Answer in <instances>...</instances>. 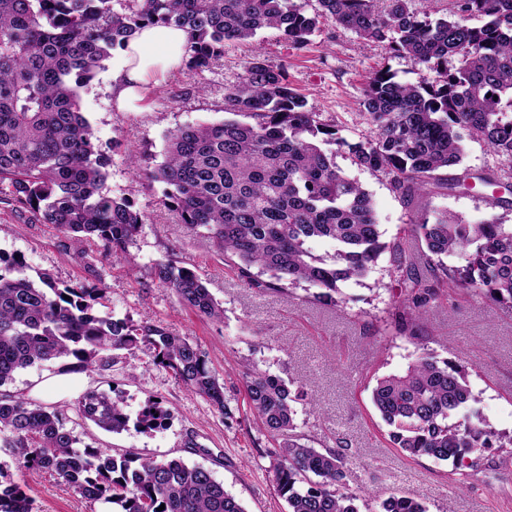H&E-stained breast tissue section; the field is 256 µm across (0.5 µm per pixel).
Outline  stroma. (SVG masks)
Here are the masks:
<instances>
[{"mask_svg":"<svg viewBox=\"0 0 512 512\" xmlns=\"http://www.w3.org/2000/svg\"><path fill=\"white\" fill-rule=\"evenodd\" d=\"M256 48L270 65L285 68L289 83L307 97L322 122L337 124L340 142L330 147L336 166L370 193L386 239L402 235L412 217L435 211L472 224L492 217L512 224V210L490 207L489 188L479 186L468 193L434 188L410 199L395 190L389 176L353 163L349 144L375 135L372 126L355 118L374 74L387 68L397 80L415 82L425 70L334 20L323 21L301 47L286 43L273 29L263 30L251 44L226 43L223 59L208 69L184 65L150 85L136 112L120 111L113 101L112 72L121 56L115 50L81 88L80 104L98 149L109 158L106 191L129 198L144 217L127 245L133 266L112 262L100 245L39 223L30 210L5 198L0 200V253L48 272L59 285L90 283L105 289L99 314L159 324L198 345L223 379L234 416L224 418L142 350L123 354L112 370L76 372L68 384L42 395L37 387L57 375L60 362L23 369L15 373L7 392L68 405L66 425L82 445L180 458L209 469L247 512H287L269 471V455L278 441L259 427L248 405L240 368L247 357L282 377L305 380L318 396V413H298L297 423L315 448L335 447L340 438L348 442L347 485L353 492H370L359 501L360 512H378L383 499L399 492L417 497L428 512H512L508 449H482L472 454L471 467L457 473L448 463L408 455L389 443L387 428L370 401L371 389L376 378L403 372L413 347L404 336L378 329V319L387 318L400 299L388 256H381L364 279L345 288L343 304L331 307L315 301L304 283L283 291L246 284L222 250L190 231L162 204L163 186L148 173L163 162L167 135L185 125L224 120V96L242 80L244 63ZM134 156L141 159V170L132 168ZM167 262L202 278L223 307V320L185 309L173 291L159 283L155 268ZM421 331L432 339L438 358L467 366L470 386L489 425L511 435L512 310L458 290L438 301ZM90 388L120 392L132 415L147 400H159L170 413L168 424L145 433L133 427L120 433L104 431L70 408ZM190 437L197 449L186 448ZM12 477L25 485L39 512H102V503L88 502L50 474L16 468Z\"/></svg>","mask_w":512,"mask_h":512,"instance_id":"35a3bbf8","label":"stroma"}]
</instances>
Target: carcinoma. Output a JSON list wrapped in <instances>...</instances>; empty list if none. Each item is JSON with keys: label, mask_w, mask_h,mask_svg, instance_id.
Wrapping results in <instances>:
<instances>
[{"label": "carcinoma", "mask_w": 512, "mask_h": 512, "mask_svg": "<svg viewBox=\"0 0 512 512\" xmlns=\"http://www.w3.org/2000/svg\"><path fill=\"white\" fill-rule=\"evenodd\" d=\"M0 0V186L37 221L64 234L102 244L112 261L132 265L126 245L142 216L127 197L102 191L108 158L80 111L79 88L100 62L123 49L148 25L187 33L186 64L207 68L224 57V43L249 41L275 29L303 46L331 18L368 42L384 43L426 68L415 83L378 72L358 113L375 127L371 140L348 145L354 162L392 176L408 195L432 185L448 191L470 183L495 186L492 170L461 166L463 139L483 142L512 163V0H451L436 19L410 9L411 0H315L307 12L297 0ZM485 18L469 26L472 17ZM456 65L448 67V60ZM226 112L258 118L254 125L224 120L188 125L167 138L164 161L150 176L164 185L161 202L181 223L224 251L241 278L290 288L318 289L320 302H345L343 288L365 277L389 255L405 290L398 330L420 325L434 303L455 288L512 309V224H477L446 212L413 220L404 235L383 240L368 191L344 176L322 145L337 140L305 95L290 87L284 68L258 52L247 59L240 84L225 97ZM325 240L332 250L313 251ZM465 255V264L444 258ZM426 262H420L421 258ZM155 275L179 301L214 319L224 309L193 270L159 263ZM102 289L85 283L63 288L47 274L31 276L18 257L0 253V387L27 367L74 360L80 371L112 368L120 351L146 349L191 392L228 419L224 383L200 348L160 325L95 313ZM414 354L406 370L376 378L371 402L394 448L412 456L468 466L480 448H512V435L494 431L476 404L465 367L439 359L411 332ZM242 378L250 406L279 439L270 472L288 512H359L346 483L347 458L324 452L297 433L295 404L317 410L316 395L247 359ZM82 417L119 433L128 427L122 398L98 389L75 405ZM169 413L147 400L134 425L143 432L165 425ZM65 425V409L0 393V451L18 468L48 472L83 499L116 512H246L240 500L201 465L157 460L132 450L109 454L79 448ZM0 512H35L34 500L0 463ZM381 512H427L409 494L391 495Z\"/></svg>", "instance_id": "cac0c4a2"}]
</instances>
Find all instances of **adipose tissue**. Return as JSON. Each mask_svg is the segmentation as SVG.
<instances>
[{
  "mask_svg": "<svg viewBox=\"0 0 512 512\" xmlns=\"http://www.w3.org/2000/svg\"><path fill=\"white\" fill-rule=\"evenodd\" d=\"M186 34L176 27L143 29L122 51L112 94L119 110L136 109L150 84L159 83L183 62Z\"/></svg>",
  "mask_w": 512,
  "mask_h": 512,
  "instance_id": "obj_1",
  "label": "adipose tissue"
}]
</instances>
